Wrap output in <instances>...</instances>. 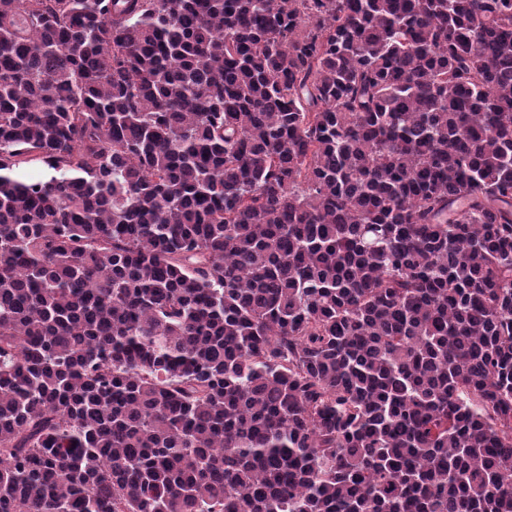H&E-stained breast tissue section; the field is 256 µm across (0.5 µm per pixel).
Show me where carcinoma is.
I'll return each instance as SVG.
<instances>
[{"label": "carcinoma", "mask_w": 512, "mask_h": 512, "mask_svg": "<svg viewBox=\"0 0 512 512\" xmlns=\"http://www.w3.org/2000/svg\"><path fill=\"white\" fill-rule=\"evenodd\" d=\"M0 512H512V0H0Z\"/></svg>", "instance_id": "carcinoma-1"}]
</instances>
